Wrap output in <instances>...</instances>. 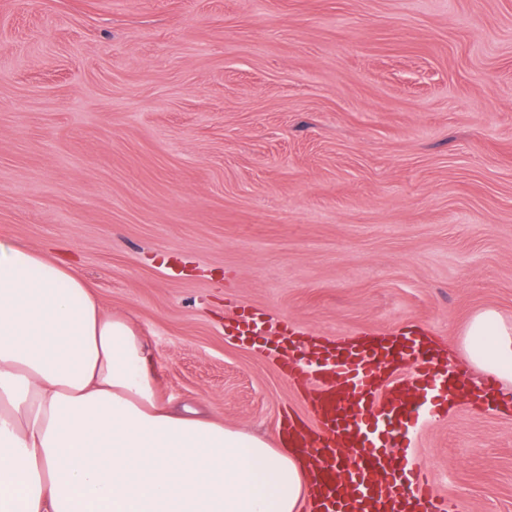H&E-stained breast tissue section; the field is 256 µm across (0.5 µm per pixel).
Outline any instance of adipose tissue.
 <instances>
[{
  "label": "adipose tissue",
  "mask_w": 512,
  "mask_h": 512,
  "mask_svg": "<svg viewBox=\"0 0 512 512\" xmlns=\"http://www.w3.org/2000/svg\"><path fill=\"white\" fill-rule=\"evenodd\" d=\"M479 371L512 378V327L472 316ZM294 449L158 398L135 327L63 261L0 241V512H296Z\"/></svg>",
  "instance_id": "1"
}]
</instances>
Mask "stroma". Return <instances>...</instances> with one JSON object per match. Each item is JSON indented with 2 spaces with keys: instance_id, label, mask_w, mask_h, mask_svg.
<instances>
[{
  "instance_id": "obj_1",
  "label": "stroma",
  "mask_w": 512,
  "mask_h": 512,
  "mask_svg": "<svg viewBox=\"0 0 512 512\" xmlns=\"http://www.w3.org/2000/svg\"><path fill=\"white\" fill-rule=\"evenodd\" d=\"M0 240L72 262L158 397L280 442L313 416L267 347L512 324V0H0ZM411 454L512 512V406Z\"/></svg>"
}]
</instances>
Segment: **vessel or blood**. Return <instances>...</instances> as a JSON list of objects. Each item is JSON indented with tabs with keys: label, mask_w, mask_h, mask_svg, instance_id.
<instances>
[{
	"label": "vessel or blood",
	"mask_w": 512,
	"mask_h": 512,
	"mask_svg": "<svg viewBox=\"0 0 512 512\" xmlns=\"http://www.w3.org/2000/svg\"><path fill=\"white\" fill-rule=\"evenodd\" d=\"M273 352L290 377L312 379V430L288 433L289 445L316 466L309 512H459L407 454L421 422L473 394L421 325L390 335L364 331L340 347L310 350L287 327ZM409 363L415 371L406 382Z\"/></svg>",
	"instance_id": "b4317fda"
}]
</instances>
